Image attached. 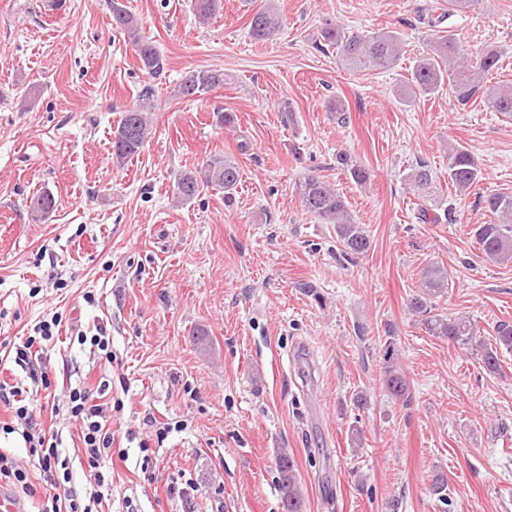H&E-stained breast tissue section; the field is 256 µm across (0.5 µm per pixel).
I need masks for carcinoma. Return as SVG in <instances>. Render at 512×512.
<instances>
[{"label": "carcinoma", "mask_w": 512, "mask_h": 512, "mask_svg": "<svg viewBox=\"0 0 512 512\" xmlns=\"http://www.w3.org/2000/svg\"><path fill=\"white\" fill-rule=\"evenodd\" d=\"M219 0H193L195 16L202 23L212 19L219 8ZM112 24L120 29L129 42L143 69L151 74L162 73L165 58L158 48L141 36L138 18L127 10L123 0H112ZM282 15L272 3L255 10L249 18L248 35L254 41H267L279 32ZM324 45L336 50L339 58L354 71H370L395 66L400 60L402 37L388 30L372 33H348L335 24L327 23L321 30ZM500 61V52L489 49L473 61L468 49L455 35L436 36L428 42V52L407 79L400 94L401 101L411 103L416 98L431 95L443 85L455 94L461 103L468 102L482 87L484 75ZM224 84L220 70L193 69L185 72L174 89V94L188 101L195 100ZM487 103L494 112L512 117V86L494 88L487 93ZM154 108V89L146 85L139 94L138 103L123 112L113 134L112 156L121 165L144 146L150 134V112ZM351 179L358 185L370 180L369 171L341 158ZM240 170L234 159L213 156L199 168L181 172L175 183V195L180 202H190L205 188L224 191L230 203L238 187ZM481 170L474 154L465 146L448 147V185L463 194L479 182ZM404 181L418 199L419 211L427 216L429 208L441 204L439 179L426 160L418 158L409 166ZM303 209L323 224L336 226V243L340 254L347 260L367 253L371 247L365 227L356 222L349 205L334 185L323 178L309 174L295 187ZM486 208L498 217L494 224H476L471 232L484 256L492 263H512V196L491 194L484 200ZM54 197L48 192L33 195L29 202L32 213L41 220L54 210ZM448 284L445 272L437 266L425 268L421 275L420 290L411 298L410 309L431 336L443 337L462 349L479 346L480 360L485 371L500 373L499 351H512V324L501 323L496 328L495 345L477 342L475 324L465 316L450 317L437 311L435 298ZM381 382L390 397L404 405L411 400V390L397 361L394 342L384 350ZM278 491L282 512H305L301 491V478L295 459L285 448L275 453Z\"/></svg>", "instance_id": "obj_1"}]
</instances>
